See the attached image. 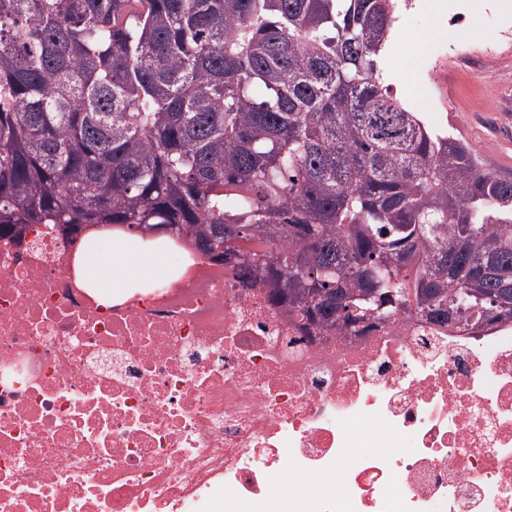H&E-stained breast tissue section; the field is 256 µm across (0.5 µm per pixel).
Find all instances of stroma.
Instances as JSON below:
<instances>
[{"instance_id":"35a3bbf8","label":"stroma","mask_w":512,"mask_h":512,"mask_svg":"<svg viewBox=\"0 0 512 512\" xmlns=\"http://www.w3.org/2000/svg\"><path fill=\"white\" fill-rule=\"evenodd\" d=\"M461 16L415 9L400 0L397 22L406 31L395 50L380 57V68L399 72L392 89L430 126L463 136L492 169L512 158V0H466ZM480 48L486 61L476 72L449 75L458 52Z\"/></svg>"}]
</instances>
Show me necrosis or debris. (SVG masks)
Instances as JSON below:
<instances>
[{
    "instance_id": "obj_1",
    "label": "necrosis or debris",
    "mask_w": 512,
    "mask_h": 512,
    "mask_svg": "<svg viewBox=\"0 0 512 512\" xmlns=\"http://www.w3.org/2000/svg\"><path fill=\"white\" fill-rule=\"evenodd\" d=\"M0 239V512H512V322L306 328L198 253L101 303Z\"/></svg>"
}]
</instances>
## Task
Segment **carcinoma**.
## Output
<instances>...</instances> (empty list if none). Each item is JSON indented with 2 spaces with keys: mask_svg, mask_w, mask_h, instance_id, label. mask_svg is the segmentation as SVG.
Listing matches in <instances>:
<instances>
[{
  "mask_svg": "<svg viewBox=\"0 0 512 512\" xmlns=\"http://www.w3.org/2000/svg\"><path fill=\"white\" fill-rule=\"evenodd\" d=\"M398 0H0V237L128 224L263 254L270 300L339 326L394 292L512 322V173L431 130L377 58Z\"/></svg>",
  "mask_w": 512,
  "mask_h": 512,
  "instance_id": "cac0c4a2",
  "label": "carcinoma"
}]
</instances>
